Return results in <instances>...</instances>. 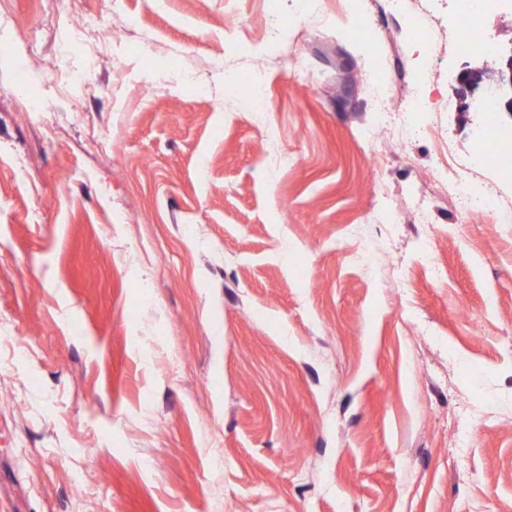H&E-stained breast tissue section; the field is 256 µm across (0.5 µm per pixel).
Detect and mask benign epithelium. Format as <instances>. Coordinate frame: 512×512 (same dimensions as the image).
Masks as SVG:
<instances>
[{"instance_id":"7a95c632","label":"benign epithelium","mask_w":512,"mask_h":512,"mask_svg":"<svg viewBox=\"0 0 512 512\" xmlns=\"http://www.w3.org/2000/svg\"><path fill=\"white\" fill-rule=\"evenodd\" d=\"M497 56L492 67H463L455 77V91L470 105L489 97L499 105L498 111L512 116V45L498 49Z\"/></svg>"}]
</instances>
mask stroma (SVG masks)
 Segmentation results:
<instances>
[{
    "instance_id": "1",
    "label": "stroma",
    "mask_w": 512,
    "mask_h": 512,
    "mask_svg": "<svg viewBox=\"0 0 512 512\" xmlns=\"http://www.w3.org/2000/svg\"><path fill=\"white\" fill-rule=\"evenodd\" d=\"M405 2L376 39L349 0H82L120 41L79 121L48 0L0 6V512H512V216L433 178L439 131L512 196L453 89L489 55L477 0ZM450 190L463 213L473 214L486 206L487 192L476 195L474 192L466 191L460 178L451 184Z\"/></svg>"
}]
</instances>
